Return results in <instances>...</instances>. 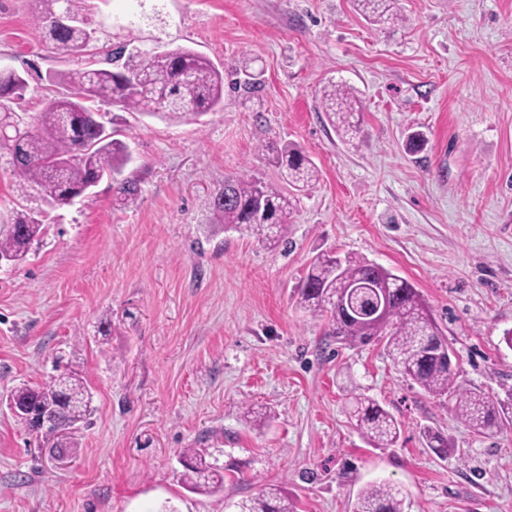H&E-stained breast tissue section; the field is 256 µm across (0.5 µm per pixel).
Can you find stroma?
I'll return each instance as SVG.
<instances>
[{
	"label": "stroma",
	"instance_id": "stroma-1",
	"mask_svg": "<svg viewBox=\"0 0 512 512\" xmlns=\"http://www.w3.org/2000/svg\"><path fill=\"white\" fill-rule=\"evenodd\" d=\"M373 25L353 0H83L96 45L187 47L224 73L214 112L170 123L101 105L133 159L85 197L50 208L0 166V221L41 213L26 256L0 267V512H236L267 486L294 512H351L359 490L403 488L404 512H512V427L477 435L406 380L382 343L348 347L300 306L316 256H362L411 282L453 352L455 382L512 389V0H399ZM35 0H0V70L23 74L41 110L52 74L102 66L52 50ZM251 63L261 84L232 88ZM353 88L357 134L319 112L324 86ZM421 131L425 147H405ZM293 143L319 178L268 247L209 224L226 178L280 183L268 145ZM139 185L121 205L120 179ZM77 372L93 412L61 447L5 399ZM402 425L376 448L348 417L354 395ZM267 412L263 427L248 410ZM448 439L426 448L422 428ZM205 448L224 488L183 484Z\"/></svg>",
	"mask_w": 512,
	"mask_h": 512
}]
</instances>
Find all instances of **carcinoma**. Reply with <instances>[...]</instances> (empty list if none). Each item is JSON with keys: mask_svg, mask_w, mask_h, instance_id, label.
<instances>
[{"mask_svg": "<svg viewBox=\"0 0 512 512\" xmlns=\"http://www.w3.org/2000/svg\"><path fill=\"white\" fill-rule=\"evenodd\" d=\"M39 11L34 23L44 40L61 54L87 50L93 31L81 25L80 0H35ZM356 10L373 23L400 20L397 0H354ZM67 13L73 21L66 27L55 24ZM107 68L82 69L55 76L67 91L46 99L43 108L27 120L22 136L0 141V159L7 158L12 175L37 192L50 207L71 203L87 183L121 173L130 161L128 145L107 130L96 116L94 104L109 102L123 112L170 122L214 112L223 103L224 74L206 56L186 47L155 52L118 47L107 53ZM27 80L20 73L0 71V114L14 111L22 99ZM320 104L343 141L358 132L361 106L353 90L343 84L324 88ZM280 170L284 183L298 192L317 179L318 170L303 151L288 144L265 146ZM298 208V196L259 178H232L211 201L213 223L223 229H247L265 244L275 247L284 226ZM40 214L17 211L0 224V256L15 262L22 259L41 233ZM375 285L386 299L377 319H362L344 304L364 307ZM301 305L328 316V335L355 347L375 340L398 370L434 396L454 401L455 415L477 434L512 424V390L501 400L477 389H462L455 383L454 368L443 355L431 354L426 345L444 342L417 289L405 279L364 257L343 258L322 254L310 265L300 289ZM17 402L38 408L53 403L62 421L71 426L90 414V397L83 379L61 376L37 388L24 385L11 393ZM350 417L369 444L376 448L395 446L401 424L375 400L353 398ZM426 446L438 454L448 443L436 430L423 429ZM183 480L198 493L224 487V468L209 460L199 448H188ZM404 492L392 484H370L363 488L352 512H403ZM238 512H293L288 497L270 488L237 504Z\"/></svg>", "mask_w": 512, "mask_h": 512, "instance_id": "obj_1", "label": "carcinoma"}]
</instances>
